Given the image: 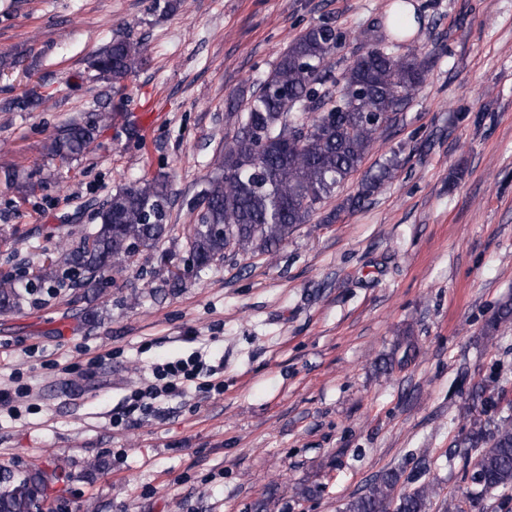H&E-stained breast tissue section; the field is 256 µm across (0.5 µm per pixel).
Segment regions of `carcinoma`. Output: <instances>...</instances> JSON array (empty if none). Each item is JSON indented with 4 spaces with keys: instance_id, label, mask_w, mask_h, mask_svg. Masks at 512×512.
Wrapping results in <instances>:
<instances>
[{
    "instance_id": "cac0c4a2",
    "label": "carcinoma",
    "mask_w": 512,
    "mask_h": 512,
    "mask_svg": "<svg viewBox=\"0 0 512 512\" xmlns=\"http://www.w3.org/2000/svg\"><path fill=\"white\" fill-rule=\"evenodd\" d=\"M410 2L395 0L389 30L379 21L364 31L367 50L341 72L335 89L326 83L351 31L322 21L288 42L242 111L226 113L233 131L216 156L217 173L189 202L196 219L189 228L188 261L196 271L228 257L273 255L361 168L431 67L429 56L415 48L396 51L409 38L402 17ZM146 54L144 42L118 34L91 68L96 79L117 85L142 67ZM110 119V113L98 112L69 124L51 140L49 152L65 161L83 156L99 125ZM401 169L400 152L394 151L339 209L360 208ZM170 204V182L162 175L120 188L97 212V224L81 231L78 241L61 244L59 258L38 268L34 279L52 283L62 269L74 285L86 286L165 240L176 245L168 223ZM25 294L21 280L0 277V314L20 308ZM511 320L512 300H506L487 329L495 331ZM455 446L465 458L466 499L472 507L481 505L489 490H512V420L503 419L492 430L475 420ZM430 467L422 462L407 477L414 487L401 493V472L385 471L351 497L343 512H429L439 494V487L421 480ZM58 479L48 467L0 473V512H54L47 501Z\"/></svg>"
}]
</instances>
